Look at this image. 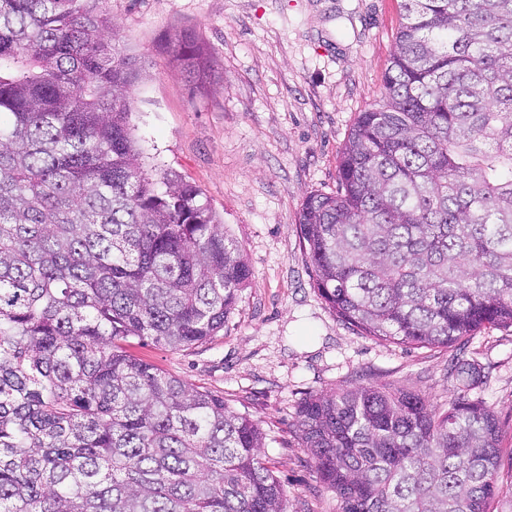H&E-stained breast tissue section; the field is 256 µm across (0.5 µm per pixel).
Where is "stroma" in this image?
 Listing matches in <instances>:
<instances>
[{
    "instance_id": "35a3bbf8",
    "label": "stroma",
    "mask_w": 512,
    "mask_h": 512,
    "mask_svg": "<svg viewBox=\"0 0 512 512\" xmlns=\"http://www.w3.org/2000/svg\"><path fill=\"white\" fill-rule=\"evenodd\" d=\"M401 0H100L146 76L130 124L150 173L196 185L240 245L252 282L217 336L133 354L223 398L263 432L261 457L288 492V512H337L303 448L306 398L355 386L408 389L442 401L465 394L497 416L512 451V327L452 347L382 342L342 322L313 286L298 215L332 194L340 150L360 112L381 103ZM192 31L208 76L192 83L169 52ZM458 357L483 379L459 391Z\"/></svg>"
}]
</instances>
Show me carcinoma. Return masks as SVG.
I'll return each instance as SVG.
<instances>
[{
  "label": "carcinoma",
  "mask_w": 512,
  "mask_h": 512,
  "mask_svg": "<svg viewBox=\"0 0 512 512\" xmlns=\"http://www.w3.org/2000/svg\"><path fill=\"white\" fill-rule=\"evenodd\" d=\"M91 2L0 0V512H288L258 424L126 348L216 335L252 272L196 186L143 169V68ZM401 7L383 102L298 224L338 317L451 346L512 327V0ZM171 51L206 74L191 33ZM296 417L338 512H490L503 489L500 423L462 394L357 386Z\"/></svg>",
  "instance_id": "cac0c4a2"
}]
</instances>
